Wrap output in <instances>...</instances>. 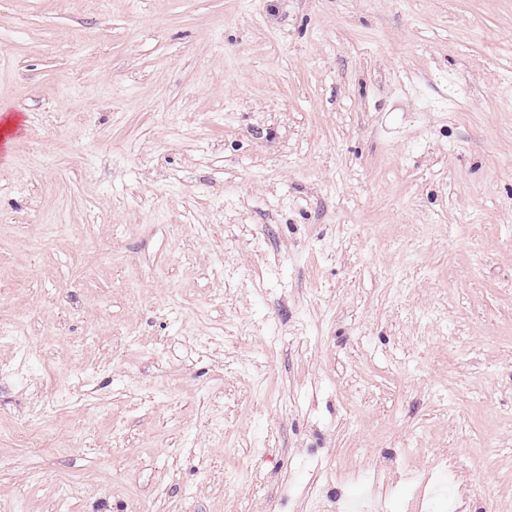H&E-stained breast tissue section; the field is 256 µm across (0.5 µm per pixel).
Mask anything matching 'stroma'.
Returning <instances> with one entry per match:
<instances>
[{"label": "stroma", "mask_w": 512, "mask_h": 512, "mask_svg": "<svg viewBox=\"0 0 512 512\" xmlns=\"http://www.w3.org/2000/svg\"><path fill=\"white\" fill-rule=\"evenodd\" d=\"M2 112L0 512H512V0H0Z\"/></svg>", "instance_id": "obj_1"}]
</instances>
